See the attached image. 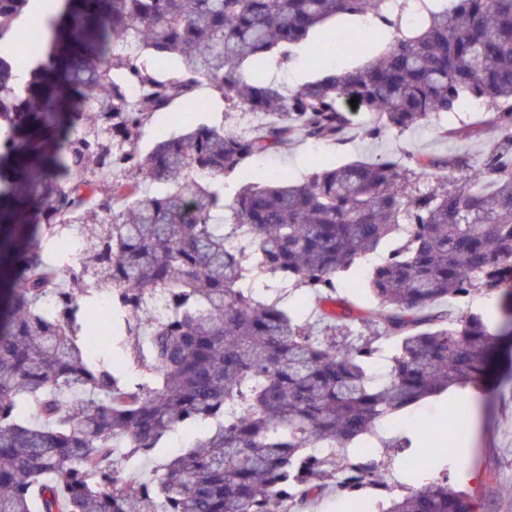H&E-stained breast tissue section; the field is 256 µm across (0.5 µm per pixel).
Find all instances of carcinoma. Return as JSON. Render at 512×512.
I'll return each instance as SVG.
<instances>
[{
	"label": "carcinoma",
	"instance_id": "cac0c4a2",
	"mask_svg": "<svg viewBox=\"0 0 512 512\" xmlns=\"http://www.w3.org/2000/svg\"><path fill=\"white\" fill-rule=\"evenodd\" d=\"M49 34L0 53V512H275L333 485L353 501L386 486L382 457L412 440L376 424L451 387L480 390L508 332L471 309L477 291L512 312V0H57ZM29 0H0V46ZM337 16L384 55L298 88L269 79L312 34L343 48ZM181 59L180 76L145 66ZM29 80L12 82L15 72ZM118 71L134 98L111 85ZM206 82L251 127L190 118L143 154L151 115ZM381 137L433 125L476 97L498 133L481 163L406 154L224 179L296 134L336 138L342 103ZM431 171L437 185L424 187ZM77 235V263L44 245ZM397 242L368 275L376 306L340 314L336 275ZM93 269L115 298L118 348L101 333ZM307 289L319 318L267 302ZM169 299L165 314L155 301ZM56 303L49 313L44 304ZM182 431L190 443L145 480L140 462ZM448 477L381 512H476Z\"/></svg>",
	"mask_w": 512,
	"mask_h": 512
}]
</instances>
